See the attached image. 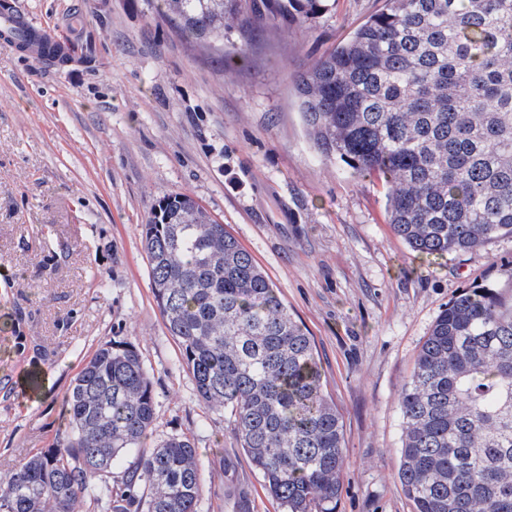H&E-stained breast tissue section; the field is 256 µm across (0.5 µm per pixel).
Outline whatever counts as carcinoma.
Here are the masks:
<instances>
[{"label":"carcinoma","instance_id":"obj_1","mask_svg":"<svg viewBox=\"0 0 512 512\" xmlns=\"http://www.w3.org/2000/svg\"><path fill=\"white\" fill-rule=\"evenodd\" d=\"M189 42L222 43L257 0H153ZM335 0H274L296 26ZM296 80L310 140L385 180L393 232L442 260L512 238V0H384ZM142 239L151 289L198 401L233 432L284 512H336L343 422L313 341L238 240L192 197L160 198ZM66 434L0 476V512H199L201 454L153 448L150 369L130 343L99 346L65 397ZM399 406L398 478L413 512H512V301L490 285L441 311ZM125 485L112 491L127 455Z\"/></svg>","mask_w":512,"mask_h":512}]
</instances>
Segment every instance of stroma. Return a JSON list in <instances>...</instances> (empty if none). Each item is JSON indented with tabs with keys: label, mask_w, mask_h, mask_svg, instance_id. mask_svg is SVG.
Segmentation results:
<instances>
[{
	"label": "stroma",
	"mask_w": 512,
	"mask_h": 512,
	"mask_svg": "<svg viewBox=\"0 0 512 512\" xmlns=\"http://www.w3.org/2000/svg\"><path fill=\"white\" fill-rule=\"evenodd\" d=\"M50 27L66 63L0 47V474L52 447L67 390L107 341L152 372V441L202 453L200 512H281L229 415L195 396L150 289L142 226L191 195L268 275L312 336L344 427L336 512H413L397 471L399 393L439 313L464 289L512 296V238L448 259L411 254L385 186L308 139L298 75L383 0H336L224 47L188 43L148 0H9ZM246 51L245 64L225 56ZM45 383L28 398L17 376Z\"/></svg>",
	"instance_id": "35a3bbf8"
}]
</instances>
